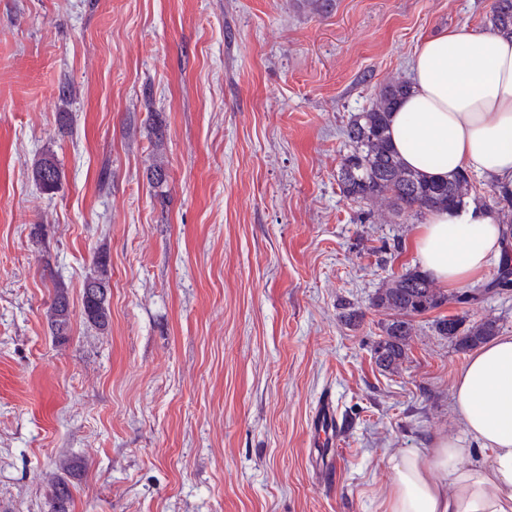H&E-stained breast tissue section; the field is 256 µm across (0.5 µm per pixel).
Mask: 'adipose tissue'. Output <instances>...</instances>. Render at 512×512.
Instances as JSON below:
<instances>
[{"instance_id":"adipose-tissue-1","label":"adipose tissue","mask_w":512,"mask_h":512,"mask_svg":"<svg viewBox=\"0 0 512 512\" xmlns=\"http://www.w3.org/2000/svg\"><path fill=\"white\" fill-rule=\"evenodd\" d=\"M411 91L390 116L394 150L434 178L465 171L512 188V37L465 27L423 41ZM422 268L462 290L501 246L500 216L475 204L431 212L417 228ZM454 436L389 458L383 512H512V335L471 354L452 392Z\"/></svg>"}]
</instances>
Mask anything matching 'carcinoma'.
<instances>
[{"label": "carcinoma", "instance_id": "1", "mask_svg": "<svg viewBox=\"0 0 512 512\" xmlns=\"http://www.w3.org/2000/svg\"><path fill=\"white\" fill-rule=\"evenodd\" d=\"M493 29L512 34V0H494L491 8ZM410 84L391 82L381 88L370 105L355 113L344 130L349 147L343 156L339 184L345 197L355 202L380 203L400 217L404 214H426L450 206H461L473 190L469 175L457 172L446 179H433L407 167L392 148L388 135V120L398 103L409 93ZM33 176L40 188L53 193L59 188L61 174L51 157L37 160ZM488 201L501 206L505 223L512 227V192L492 188ZM512 288V265L503 258L496 277L485 287L473 288L455 298L459 304L475 305L491 291ZM110 270L107 254L97 256L95 266L83 284V316L98 330L109 325ZM448 297L434 288L433 281L417 269L408 270L386 280L372 297L371 305L385 313L382 338L373 352L375 363L385 371L398 369L406 356V347L413 332V319L437 309ZM52 335L64 337L71 323L67 288L56 286L47 312ZM466 317L450 315L435 321V329L448 337L460 350L475 347L498 331L497 320L485 319L465 325ZM72 493L68 482H55L52 512H69Z\"/></svg>", "mask_w": 512, "mask_h": 512}]
</instances>
